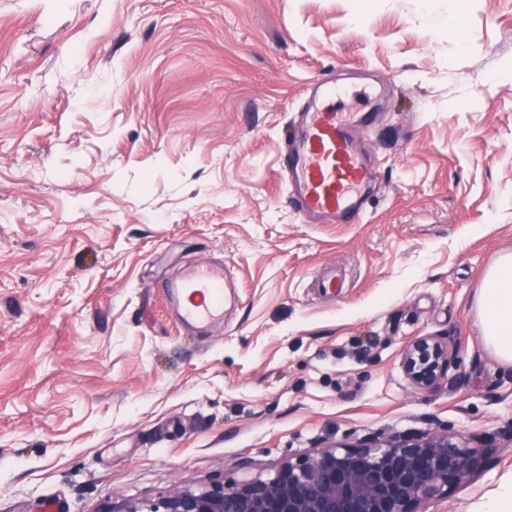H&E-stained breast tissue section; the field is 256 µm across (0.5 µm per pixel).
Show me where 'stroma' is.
<instances>
[{"label":"stroma","instance_id":"obj_1","mask_svg":"<svg viewBox=\"0 0 512 512\" xmlns=\"http://www.w3.org/2000/svg\"><path fill=\"white\" fill-rule=\"evenodd\" d=\"M332 76L374 115L357 224L309 223L278 164ZM508 253L512 0H0V512L425 432L490 450L426 512H485L512 365L476 300ZM204 262L235 288L198 334L156 287ZM426 334L461 351L429 392L401 362Z\"/></svg>","mask_w":512,"mask_h":512}]
</instances>
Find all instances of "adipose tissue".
Segmentation results:
<instances>
[{"mask_svg": "<svg viewBox=\"0 0 512 512\" xmlns=\"http://www.w3.org/2000/svg\"><path fill=\"white\" fill-rule=\"evenodd\" d=\"M477 309L486 324L485 341L507 364L512 363V255L501 256L484 280Z\"/></svg>", "mask_w": 512, "mask_h": 512, "instance_id": "adipose-tissue-1", "label": "adipose tissue"}]
</instances>
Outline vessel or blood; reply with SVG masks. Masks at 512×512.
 I'll return each instance as SVG.
<instances>
[{"label": "vessel or blood", "mask_w": 512, "mask_h": 512, "mask_svg": "<svg viewBox=\"0 0 512 512\" xmlns=\"http://www.w3.org/2000/svg\"><path fill=\"white\" fill-rule=\"evenodd\" d=\"M339 94L332 83L309 85L283 157L290 206L321 224L358 223L377 183L374 163L350 119L326 108ZM226 286L223 267L206 265L162 289L175 318L204 333L224 319Z\"/></svg>", "instance_id": "1"}]
</instances>
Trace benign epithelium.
<instances>
[{"mask_svg":"<svg viewBox=\"0 0 512 512\" xmlns=\"http://www.w3.org/2000/svg\"><path fill=\"white\" fill-rule=\"evenodd\" d=\"M459 358L448 339L417 336L403 349L406 377L418 389L438 388ZM486 448L462 446L445 433L394 438L380 445L327 448L281 464L267 477L205 488H175L163 500L120 512H421L448 485L482 469Z\"/></svg>","mask_w":512,"mask_h":512,"instance_id":"1","label":"benign epithelium"}]
</instances>
